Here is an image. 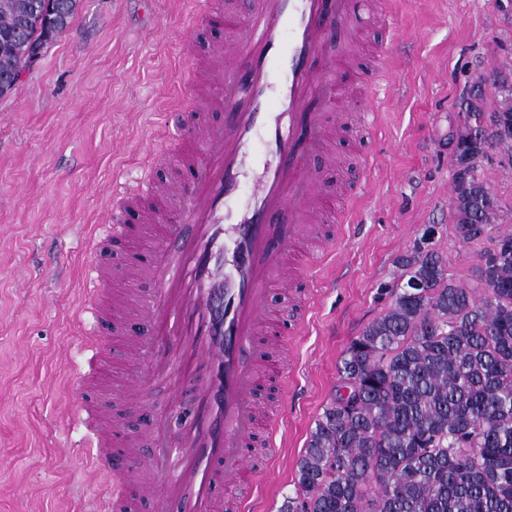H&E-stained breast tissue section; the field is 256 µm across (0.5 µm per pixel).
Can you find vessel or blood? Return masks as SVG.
<instances>
[{"instance_id":"vessel-or-blood-1","label":"vessel or blood","mask_w":512,"mask_h":512,"mask_svg":"<svg viewBox=\"0 0 512 512\" xmlns=\"http://www.w3.org/2000/svg\"><path fill=\"white\" fill-rule=\"evenodd\" d=\"M201 2L202 17L221 13L232 39L214 47L208 66L189 61L186 80L219 94L223 121H190L191 158L166 190L169 209L142 215L160 225L152 253L116 268L98 240L83 252L98 323L120 320L128 334L126 412L139 409L148 373L172 365L199 377L197 408L176 433L147 419L142 437L120 452L111 410L88 401L76 407L92 429L93 467L110 478L106 500L88 512H125L134 499L152 502L154 512H224L221 483L248 503L259 479L250 460L260 422L252 393L267 374L266 351L254 338L269 321L270 291L290 292L294 277L310 270L315 256L304 244L333 248L321 226L340 213L311 159L327 139L318 113L340 110L341 77L360 51L351 0H251L244 11ZM361 7L375 27L392 29L388 0ZM260 132L266 139L258 150ZM256 167L249 200L237 205L245 174ZM139 204L136 194L113 200L112 242L124 241L122 217ZM144 277L152 289L134 293Z\"/></svg>"}]
</instances>
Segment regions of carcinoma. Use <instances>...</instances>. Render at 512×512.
I'll return each mask as SVG.
<instances>
[{"label": "carcinoma", "instance_id": "carcinoma-1", "mask_svg": "<svg viewBox=\"0 0 512 512\" xmlns=\"http://www.w3.org/2000/svg\"><path fill=\"white\" fill-rule=\"evenodd\" d=\"M34 2L0 0V71L43 42L40 16L12 9ZM483 106L472 97L459 113L476 159L501 136L466 122ZM452 208L460 238L506 250L483 282L449 276L435 250L398 259L406 282L341 359L351 400L324 406L280 512H512V234L494 231L501 201L476 161Z\"/></svg>", "mask_w": 512, "mask_h": 512}]
</instances>
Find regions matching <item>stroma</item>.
<instances>
[{"label": "stroma", "mask_w": 512, "mask_h": 512, "mask_svg": "<svg viewBox=\"0 0 512 512\" xmlns=\"http://www.w3.org/2000/svg\"><path fill=\"white\" fill-rule=\"evenodd\" d=\"M396 2L392 32L369 28L361 13L352 20L370 44L394 43L392 61L360 62L373 84L391 72L394 89L380 97L375 124L339 134L341 168L312 160L326 185H345L351 221L334 226L335 259L308 274L304 330L281 318L288 371L262 389L277 425L257 449L262 480L247 512H279L295 494L296 464L340 385V359L387 310L398 257L436 226L434 248L465 280L487 247L456 235L453 148L466 89L494 69L512 79V16L497 0ZM226 39L193 21L189 0H82L0 98V512H82L103 493L70 414L81 399L73 379L90 358L79 327L94 323L81 313V239L103 232L114 177H171L156 157L186 125L184 48ZM501 154L490 149L479 168L502 202L498 231L512 233V166ZM178 383L175 411L168 380L145 391V408L172 429L190 416L197 387Z\"/></svg>", "instance_id": "obj_1"}]
</instances>
